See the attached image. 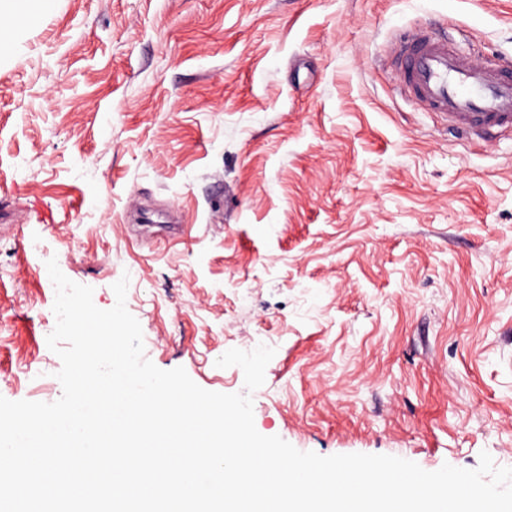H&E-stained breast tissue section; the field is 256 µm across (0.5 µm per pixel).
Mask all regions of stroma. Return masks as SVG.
Here are the masks:
<instances>
[{
    "label": "stroma",
    "instance_id": "35a3bbf8",
    "mask_svg": "<svg viewBox=\"0 0 512 512\" xmlns=\"http://www.w3.org/2000/svg\"><path fill=\"white\" fill-rule=\"evenodd\" d=\"M425 27L512 61V0H55L0 48V396L51 403L46 262L145 356L303 452L512 467V132L398 86Z\"/></svg>",
    "mask_w": 512,
    "mask_h": 512
}]
</instances>
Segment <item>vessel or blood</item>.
Here are the masks:
<instances>
[{"instance_id":"1","label":"vessel or blood","mask_w":512,"mask_h":512,"mask_svg":"<svg viewBox=\"0 0 512 512\" xmlns=\"http://www.w3.org/2000/svg\"><path fill=\"white\" fill-rule=\"evenodd\" d=\"M394 65L417 105L459 133L512 129L511 67L475 61L421 29L398 38Z\"/></svg>"}]
</instances>
